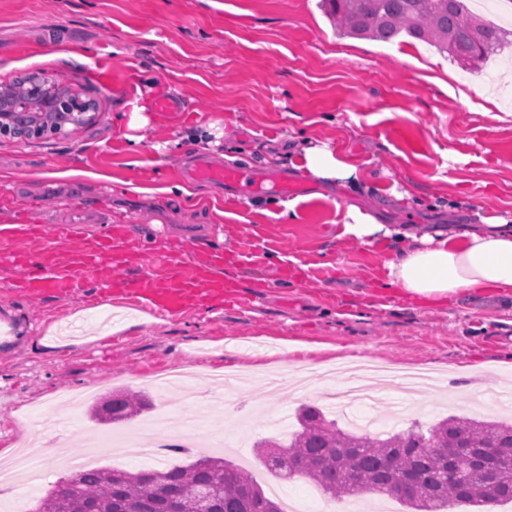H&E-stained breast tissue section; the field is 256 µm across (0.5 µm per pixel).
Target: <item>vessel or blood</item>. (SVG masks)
Masks as SVG:
<instances>
[{
    "label": "vessel or blood",
    "mask_w": 512,
    "mask_h": 512,
    "mask_svg": "<svg viewBox=\"0 0 512 512\" xmlns=\"http://www.w3.org/2000/svg\"><path fill=\"white\" fill-rule=\"evenodd\" d=\"M184 177L191 183H212L232 185L244 195L258 191L259 186L251 173L242 167L227 165L215 166L205 161L195 162ZM80 238L82 244L69 261L68 268L32 274L29 272L19 279L18 285L29 294L42 296L48 293L71 294L76 286L78 275L97 273L102 265L111 263L130 250L132 241L126 225H109L104 235L90 232L82 224H58L53 228L52 236H45L42 226L35 224H1L0 238L22 241L38 248H45L49 240H71ZM218 282L209 272L208 266L200 265L192 271H185L182 260L170 262L161 283H151L137 292L138 301L145 306L159 309H172L184 305L188 300L205 295L217 288Z\"/></svg>",
    "instance_id": "vessel-or-blood-1"
}]
</instances>
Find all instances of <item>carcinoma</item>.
<instances>
[{"label": "carcinoma", "instance_id": "1", "mask_svg": "<svg viewBox=\"0 0 512 512\" xmlns=\"http://www.w3.org/2000/svg\"><path fill=\"white\" fill-rule=\"evenodd\" d=\"M344 36L390 42L405 36L424 42L465 68H476L503 47L508 32L470 14L465 0H322ZM116 421L153 407L140 393L108 397ZM298 428L286 444L257 442L263 464L280 480L306 478L331 499L385 496L408 512H494L512 501V423L450 415L426 427L355 434L321 408L303 404ZM50 491L36 512H165L155 480L189 508L208 493L209 512H282L281 505L247 471L220 457L187 465L127 471L96 468Z\"/></svg>", "mask_w": 512, "mask_h": 512}]
</instances>
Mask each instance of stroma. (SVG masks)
I'll return each instance as SVG.
<instances>
[{"label": "stroma", "mask_w": 512, "mask_h": 512, "mask_svg": "<svg viewBox=\"0 0 512 512\" xmlns=\"http://www.w3.org/2000/svg\"><path fill=\"white\" fill-rule=\"evenodd\" d=\"M510 58L507 44L472 72L407 38L340 37L320 0H0V82L61 73L100 105L68 137L0 139V224H126L136 247L108 272L122 289L163 272L168 239L189 258L223 254L214 276L233 286L176 312L114 299L102 329L100 300L28 296L13 286L20 269L0 265V320L14 327L0 343V450L57 394L125 389L155 401L146 378L182 364L203 391L219 376L243 379V397L160 423L150 410L95 423L85 407L82 425L134 438L150 424L169 439L195 422L266 490L276 478L256 441H287L305 403L336 417L328 393L340 360L454 380L456 395L410 406L399 429L413 417L511 418L484 389H512V303L489 291L438 305L399 297L381 286L379 253L340 235L352 204L383 208L389 224L512 215ZM146 81L180 107L133 128L118 107ZM485 86L492 101L476 94ZM195 110L225 132L205 152L184 137ZM308 138L355 165L357 180L330 189L296 159L267 163ZM200 156L248 168L262 191L181 192L183 167ZM284 201L294 212L282 214Z\"/></svg>", "instance_id": "obj_1"}]
</instances>
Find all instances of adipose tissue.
<instances>
[{
    "label": "adipose tissue",
    "instance_id": "ef3b65f1",
    "mask_svg": "<svg viewBox=\"0 0 512 512\" xmlns=\"http://www.w3.org/2000/svg\"><path fill=\"white\" fill-rule=\"evenodd\" d=\"M295 149L303 169L314 178L336 181L358 175L329 144L302 141ZM347 217L342 236L369 247L389 243L385 285L405 298L438 304L490 289L512 299V221L506 217L432 230L412 224L392 229L356 207Z\"/></svg>",
    "mask_w": 512,
    "mask_h": 512
}]
</instances>
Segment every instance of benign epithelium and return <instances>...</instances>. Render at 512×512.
<instances>
[{"label": "benign epithelium", "mask_w": 512, "mask_h": 512, "mask_svg": "<svg viewBox=\"0 0 512 512\" xmlns=\"http://www.w3.org/2000/svg\"><path fill=\"white\" fill-rule=\"evenodd\" d=\"M98 111L95 101L86 98L61 74L33 75L0 82V136H37L30 124L36 120L45 132L63 130L71 120Z\"/></svg>", "instance_id": "1"}]
</instances>
